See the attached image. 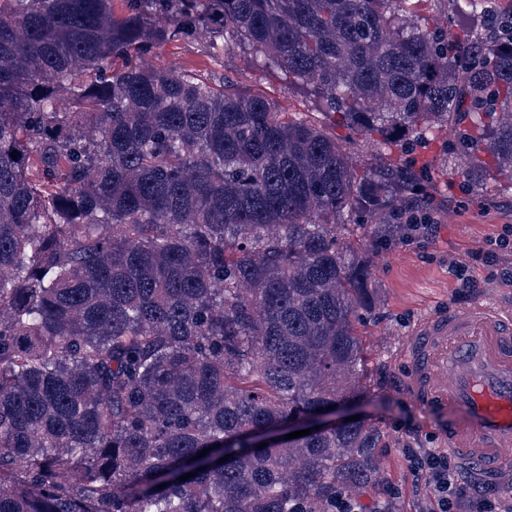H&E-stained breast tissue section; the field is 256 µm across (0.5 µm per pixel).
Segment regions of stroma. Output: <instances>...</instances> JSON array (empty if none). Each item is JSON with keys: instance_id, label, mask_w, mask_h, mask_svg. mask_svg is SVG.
Returning <instances> with one entry per match:
<instances>
[{"instance_id": "obj_1", "label": "stroma", "mask_w": 512, "mask_h": 512, "mask_svg": "<svg viewBox=\"0 0 512 512\" xmlns=\"http://www.w3.org/2000/svg\"><path fill=\"white\" fill-rule=\"evenodd\" d=\"M147 63H163L177 69L199 70L224 80L226 85L250 88L274 100L282 111L325 122L309 89L289 82L282 72L253 64L238 49L212 58L207 36H198L180 47L151 54ZM434 212L440 223L430 240L404 239L371 253L372 286L377 304L361 332L368 346V371L375 382L354 411L379 435L382 488L365 492L370 505L386 500L391 512H421V500L406 478L403 451L407 448L442 450L441 435L448 424L445 415L425 410L408 396L405 386L410 365L405 353L408 336L426 316L461 307L480 298H495L512 305V285L498 279L501 266L512 264V254L492 263H477L473 292L456 294L455 263L468 261L472 251L485 247L487 239L512 226V188L503 186L484 196L462 193L440 182L436 185ZM398 486L396 499H387L384 487Z\"/></svg>"}]
</instances>
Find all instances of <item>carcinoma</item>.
<instances>
[{
    "label": "carcinoma",
    "mask_w": 512,
    "mask_h": 512,
    "mask_svg": "<svg viewBox=\"0 0 512 512\" xmlns=\"http://www.w3.org/2000/svg\"><path fill=\"white\" fill-rule=\"evenodd\" d=\"M419 2L0 0V512H336L379 485L365 424L281 430L367 394L372 243L438 178L392 152L459 126L457 173L512 181V12L473 41ZM199 34L332 123L145 64Z\"/></svg>",
    "instance_id": "cac0c4a2"
}]
</instances>
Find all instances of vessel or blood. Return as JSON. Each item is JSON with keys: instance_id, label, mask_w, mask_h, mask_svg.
<instances>
[{"instance_id": "1", "label": "vessel or blood", "mask_w": 512, "mask_h": 512, "mask_svg": "<svg viewBox=\"0 0 512 512\" xmlns=\"http://www.w3.org/2000/svg\"><path fill=\"white\" fill-rule=\"evenodd\" d=\"M413 401L448 416L445 448L479 479L512 480V308L427 317L407 343Z\"/></svg>"}]
</instances>
